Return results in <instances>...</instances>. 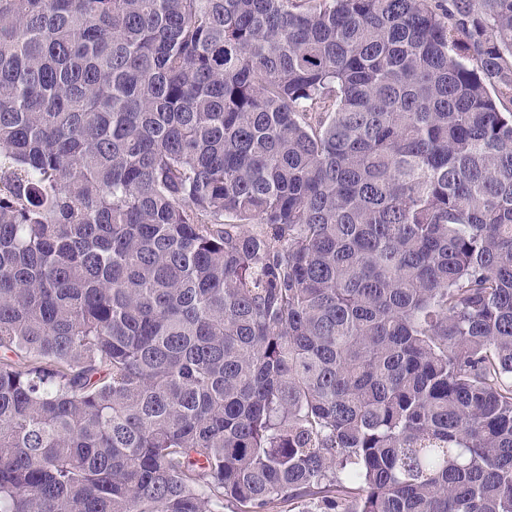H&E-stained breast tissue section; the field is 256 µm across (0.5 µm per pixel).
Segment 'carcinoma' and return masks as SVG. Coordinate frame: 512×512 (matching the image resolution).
<instances>
[{"instance_id": "cac0c4a2", "label": "carcinoma", "mask_w": 512, "mask_h": 512, "mask_svg": "<svg viewBox=\"0 0 512 512\" xmlns=\"http://www.w3.org/2000/svg\"><path fill=\"white\" fill-rule=\"evenodd\" d=\"M512 512V0H0V512Z\"/></svg>"}]
</instances>
